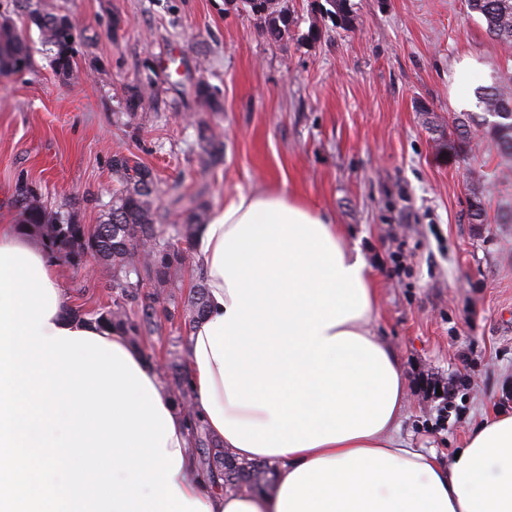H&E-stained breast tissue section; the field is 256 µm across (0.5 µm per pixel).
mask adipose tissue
<instances>
[{"label": "adipose tissue", "mask_w": 512, "mask_h": 512, "mask_svg": "<svg viewBox=\"0 0 512 512\" xmlns=\"http://www.w3.org/2000/svg\"><path fill=\"white\" fill-rule=\"evenodd\" d=\"M207 313L187 341L194 411L236 457L277 469L273 492L222 493L193 476L190 424L159 367L122 330L74 318L64 292L44 333H92L126 352L172 418L173 481L209 512H512V413L483 418L459 457L405 446L394 351L369 325L376 277L303 198L240 193L193 243Z\"/></svg>", "instance_id": "ef3b65f1"}]
</instances>
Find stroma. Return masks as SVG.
<instances>
[{
	"label": "stroma",
	"instance_id": "35a3bbf8",
	"mask_svg": "<svg viewBox=\"0 0 512 512\" xmlns=\"http://www.w3.org/2000/svg\"><path fill=\"white\" fill-rule=\"evenodd\" d=\"M68 14L81 37L75 69L56 72L38 28L0 5L30 49L31 66L0 77V225L19 224L20 183L35 186L49 213L101 223L122 184V150L154 170L162 210L200 194L208 211L241 192L297 193L344 226L380 279L370 330L394 350L406 409L402 435L448 458L484 413L512 410V175L478 136L448 152L456 96H473L512 74V48L491 39L466 0H352L346 32L323 21L306 37L321 0H288L294 24L271 42L241 0H33ZM477 62L454 79L462 59ZM206 79L215 98L197 99ZM137 89L142 105L125 99ZM224 142L209 165L198 125ZM491 186L487 221L467 220V184ZM74 306H107L98 264L57 260ZM140 350L170 361L185 348L179 321L160 319ZM452 389L447 419L423 376Z\"/></svg>",
	"mask_w": 512,
	"mask_h": 512
}]
</instances>
